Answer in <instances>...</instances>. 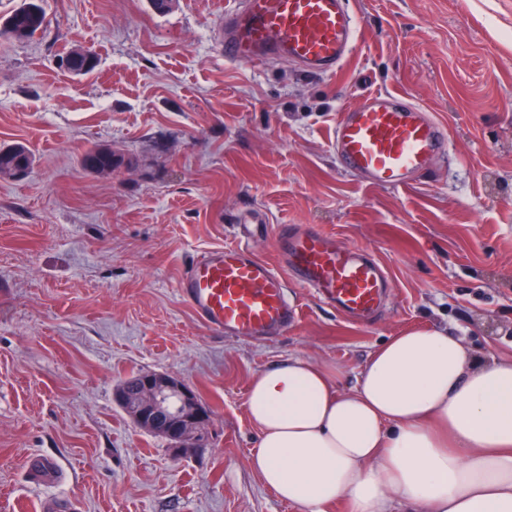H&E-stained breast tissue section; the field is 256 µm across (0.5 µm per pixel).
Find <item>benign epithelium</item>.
<instances>
[{"instance_id": "obj_1", "label": "benign epithelium", "mask_w": 512, "mask_h": 512, "mask_svg": "<svg viewBox=\"0 0 512 512\" xmlns=\"http://www.w3.org/2000/svg\"><path fill=\"white\" fill-rule=\"evenodd\" d=\"M115 399L135 424L166 438L178 458L208 440L210 413L195 391L161 373H141L117 386Z\"/></svg>"}]
</instances>
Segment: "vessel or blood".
Returning a JSON list of instances; mask_svg holds the SVG:
<instances>
[{"instance_id": "b4317fda", "label": "vessel or blood", "mask_w": 512, "mask_h": 512, "mask_svg": "<svg viewBox=\"0 0 512 512\" xmlns=\"http://www.w3.org/2000/svg\"><path fill=\"white\" fill-rule=\"evenodd\" d=\"M357 36L349 0H235L224 11L228 62L285 58L307 74L328 76L347 59ZM332 145L342 169L368 184L402 189L446 153L448 131L407 94L379 91L341 112ZM275 245L286 272L240 242L200 253L184 266L178 290L217 334L254 339L295 323L292 282L354 322H369L382 311L390 279L370 254L336 243L315 226L280 227Z\"/></svg>"}]
</instances>
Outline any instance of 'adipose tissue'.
Wrapping results in <instances>:
<instances>
[{"mask_svg": "<svg viewBox=\"0 0 512 512\" xmlns=\"http://www.w3.org/2000/svg\"><path fill=\"white\" fill-rule=\"evenodd\" d=\"M252 469L325 512H512V355L482 360L441 330L402 332L353 389L291 359L252 382Z\"/></svg>", "mask_w": 512, "mask_h": 512, "instance_id": "1", "label": "adipose tissue"}]
</instances>
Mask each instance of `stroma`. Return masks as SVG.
I'll return each instance as SVG.
<instances>
[{
    "instance_id": "obj_1",
    "label": "stroma",
    "mask_w": 512,
    "mask_h": 512,
    "mask_svg": "<svg viewBox=\"0 0 512 512\" xmlns=\"http://www.w3.org/2000/svg\"><path fill=\"white\" fill-rule=\"evenodd\" d=\"M46 26L0 38V147L33 166L0 179V512H306L251 469L259 373L301 358L354 388L403 331L439 329L483 357L512 355V0H350L357 47L335 75L285 60L225 61L229 0H40ZM74 47L94 71L59 67ZM402 91L448 128V160L409 189L366 184L329 147L339 112ZM112 149L128 166L82 164ZM271 230L314 225L374 252L392 288L376 324L289 286L299 317L262 341L220 336L177 281L185 261ZM138 373L184 381L211 412L205 447L172 458L114 400ZM59 470L38 481L29 461ZM85 167L98 173H112L125 163V159L106 148H95L83 155Z\"/></svg>"
}]
</instances>
